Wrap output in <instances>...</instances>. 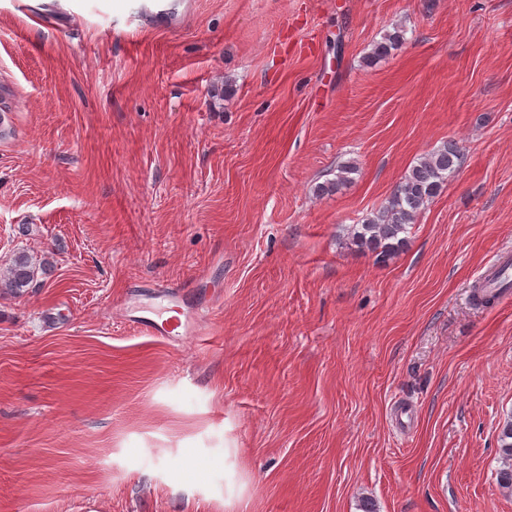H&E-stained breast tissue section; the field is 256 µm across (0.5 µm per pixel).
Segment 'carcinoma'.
<instances>
[{"label":"carcinoma","instance_id":"obj_1","mask_svg":"<svg viewBox=\"0 0 512 512\" xmlns=\"http://www.w3.org/2000/svg\"><path fill=\"white\" fill-rule=\"evenodd\" d=\"M404 34L402 26L394 25L384 35L383 41L374 47L372 57H383L398 49L404 43ZM459 160L460 151L453 142H447L422 157L404 176L387 203L363 223L353 226L350 231L352 244L376 253L381 261L403 250L407 244L408 228L455 174ZM354 171L356 167L350 163L340 166L336 181L317 186V193L338 189ZM35 270L32 258L24 253L16 255L9 267L5 287L16 294L24 292L32 283ZM500 442L502 467L497 472V480L502 488L512 490V419L503 427Z\"/></svg>","mask_w":512,"mask_h":512}]
</instances>
